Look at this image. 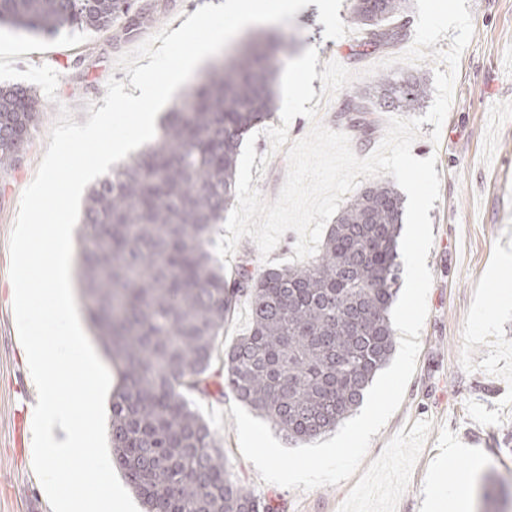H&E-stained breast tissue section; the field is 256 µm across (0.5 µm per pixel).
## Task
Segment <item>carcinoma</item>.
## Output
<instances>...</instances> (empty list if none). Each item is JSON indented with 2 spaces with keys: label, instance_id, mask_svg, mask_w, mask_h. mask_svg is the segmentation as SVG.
<instances>
[{
  "label": "carcinoma",
  "instance_id": "1",
  "mask_svg": "<svg viewBox=\"0 0 512 512\" xmlns=\"http://www.w3.org/2000/svg\"><path fill=\"white\" fill-rule=\"evenodd\" d=\"M407 0H358L361 46L404 35ZM129 0H0V26L33 36L103 31ZM275 50L251 46L216 66L175 105L160 133L86 197L80 264L98 336L114 361L112 458L145 512H274L240 483L185 394L212 395L209 370L224 323L248 300L251 331L224 351V392L290 442L336 429L390 360L403 201L367 186L329 225L319 254L259 274L217 266L212 236L236 201L240 144L275 112ZM382 107L411 109L421 77L378 79ZM43 103L25 85L0 87V172L17 167ZM345 111L373 130L365 96Z\"/></svg>",
  "mask_w": 512,
  "mask_h": 512
}]
</instances>
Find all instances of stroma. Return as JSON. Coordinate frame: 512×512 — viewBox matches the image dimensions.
<instances>
[{
    "label": "stroma",
    "mask_w": 512,
    "mask_h": 512,
    "mask_svg": "<svg viewBox=\"0 0 512 512\" xmlns=\"http://www.w3.org/2000/svg\"><path fill=\"white\" fill-rule=\"evenodd\" d=\"M221 0H155L152 19L134 37H127V19L109 30L89 33L86 41L69 48L55 46L16 57L14 66L45 64L59 75L56 98L45 101L40 125L21 153L18 169L0 178V512H52L39 490L29 448L14 441V415L33 410L37 391L31 385L27 358L19 341L13 311L14 290L9 277L10 236L23 190L33 180L50 143L49 132L60 106L72 111L77 124L89 118L88 104L103 106L108 80L129 82L116 59L161 29L177 30L205 2ZM473 36L463 51L453 99L442 128L425 123L413 142L416 158L435 157L440 196L429 212L433 244L427 265L433 282L427 296L428 315L420 334V351L404 400L381 431L373 435L355 474L337 485L310 491L288 489L261 480L253 463L243 458L231 412L235 399L187 400L216 434L235 475L256 495L270 499L278 512H425L435 499H447L448 476L438 470L449 445L479 452V459L459 457L454 466L467 476L468 512H479L480 493L489 476H512V265L498 267L502 253L512 254V0H469ZM339 16L346 36L325 38L319 9L311 4L286 24H262L243 33L223 50L233 58L242 43L255 38L284 37L286 59L306 49L318 51L317 71L334 60L355 73V80L319 105V121L346 134L358 157L380 144L391 116L380 108L378 79L401 80L417 74L433 83L447 64L434 60L383 67L399 56L413 35L363 55L355 0H342ZM370 100L371 135L353 127L344 104L355 92ZM287 126L290 140L306 136L310 121L295 117L283 124L272 116L256 126L258 155L251 169L252 187L266 201H275L284 184L288 161L285 150H272L266 129ZM439 140H431L432 132ZM268 163H261V156ZM298 239L287 231L268 257H261L250 237H243L228 268L248 261L253 272L265 265L291 264Z\"/></svg>",
    "instance_id": "obj_1"
}]
</instances>
